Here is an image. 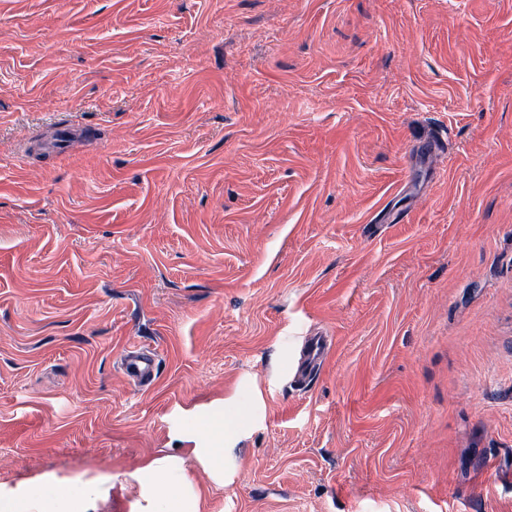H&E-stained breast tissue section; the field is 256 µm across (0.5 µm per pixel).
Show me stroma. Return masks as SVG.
Returning a JSON list of instances; mask_svg holds the SVG:
<instances>
[{
  "label": "stroma",
  "mask_w": 512,
  "mask_h": 512,
  "mask_svg": "<svg viewBox=\"0 0 512 512\" xmlns=\"http://www.w3.org/2000/svg\"><path fill=\"white\" fill-rule=\"evenodd\" d=\"M162 457L198 512H512V0H0V497L152 512ZM331 346L332 340L325 336H308L305 339L294 374L296 383H306L314 369L328 354ZM122 368L129 379L142 387L150 386L157 375L154 355L137 345H132L125 353ZM192 427L193 431L207 430L208 441L201 448H193L196 458L214 473L221 474L224 468V444L226 436H230L235 428V423L224 417L223 413L200 414L196 417ZM224 418V425H223ZM222 419V425L220 420ZM97 493L92 486H59L56 492L44 497L34 491L26 497L0 500L1 512H64L58 509L71 507L77 501H85Z\"/></svg>",
  "instance_id": "obj_1"
}]
</instances>
